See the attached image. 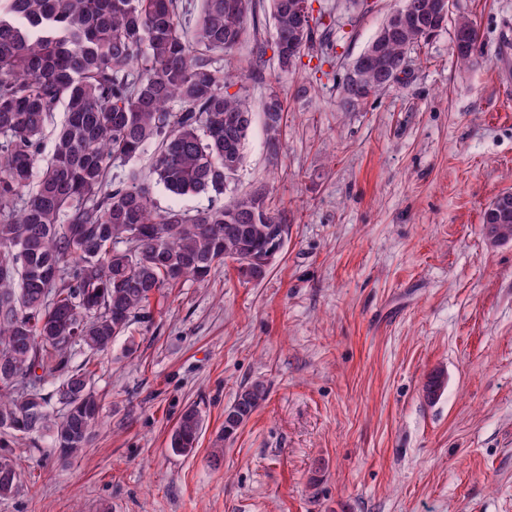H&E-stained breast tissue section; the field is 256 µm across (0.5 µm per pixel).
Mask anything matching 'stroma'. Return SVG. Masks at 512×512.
I'll return each instance as SVG.
<instances>
[{
  "label": "stroma",
  "mask_w": 512,
  "mask_h": 512,
  "mask_svg": "<svg viewBox=\"0 0 512 512\" xmlns=\"http://www.w3.org/2000/svg\"><path fill=\"white\" fill-rule=\"evenodd\" d=\"M311 3L333 63L315 46L280 73L265 0L224 58L254 112L235 186H265L288 213L267 275L219 265L108 351H76L102 420L73 458L46 437L14 444L18 491L0 512H512V243L482 232L512 191V0H451L478 25V63L460 65L445 27L351 111L347 67L400 0ZM273 87L287 112L276 154ZM255 381L266 400L222 440L225 408ZM191 405L200 439L177 455L169 436ZM285 109V100L280 90H271L264 101L263 113L269 145L274 151L280 145L281 126Z\"/></svg>",
  "instance_id": "35a3bbf8"
}]
</instances>
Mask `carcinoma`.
Instances as JSON below:
<instances>
[{"label": "carcinoma", "instance_id": "1", "mask_svg": "<svg viewBox=\"0 0 512 512\" xmlns=\"http://www.w3.org/2000/svg\"><path fill=\"white\" fill-rule=\"evenodd\" d=\"M302 0H269L282 72L312 47L321 18ZM437 0H403L352 62L341 106L354 110L395 83L407 52L445 29ZM253 0H0V449L47 434L60 455L86 448L101 399L89 362L152 300L202 283L231 260L263 279L288 236L265 187L234 193L253 113L229 92L224 53L243 39ZM452 50L478 62L476 22H454ZM63 107L66 118L53 125ZM285 100L263 104L269 145H280ZM52 154L41 162L46 135ZM155 146L156 183L175 196L208 195L194 210L158 209L150 187L122 166ZM512 241V201L483 214V230ZM54 382L52 392L45 385ZM267 396L257 381L224 409L223 438L246 425ZM64 406L57 416L52 398ZM202 431L186 408L169 447L189 453ZM18 463L0 452V499L17 491Z\"/></svg>", "mask_w": 512, "mask_h": 512}]
</instances>
